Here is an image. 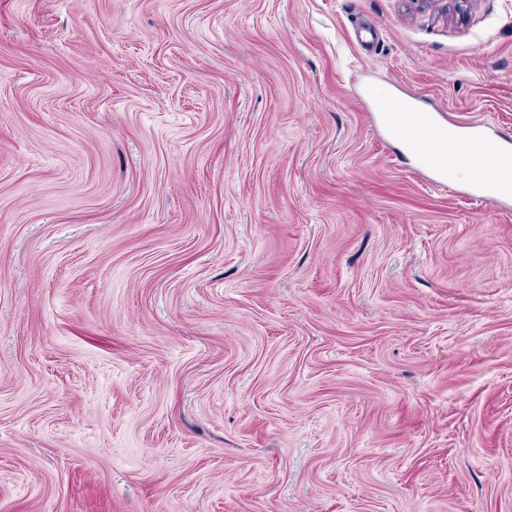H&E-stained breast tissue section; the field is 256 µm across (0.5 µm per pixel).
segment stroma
Returning a JSON list of instances; mask_svg holds the SVG:
<instances>
[{
	"instance_id": "obj_1",
	"label": "stroma",
	"mask_w": 512,
	"mask_h": 512,
	"mask_svg": "<svg viewBox=\"0 0 512 512\" xmlns=\"http://www.w3.org/2000/svg\"><path fill=\"white\" fill-rule=\"evenodd\" d=\"M512 0H0V512H512ZM464 141L463 145L456 147L453 153L444 155L448 160L449 172L456 181H469L477 171H480L481 164L485 159L484 148L463 135H458ZM500 168L498 165H491L486 170L483 171L481 176L477 179L476 182L472 185L470 196L472 200L482 201L488 196H496L501 198V200H510L512 199V192L509 194H499L492 195L485 193V188L489 185L494 184L499 179Z\"/></svg>"
}]
</instances>
